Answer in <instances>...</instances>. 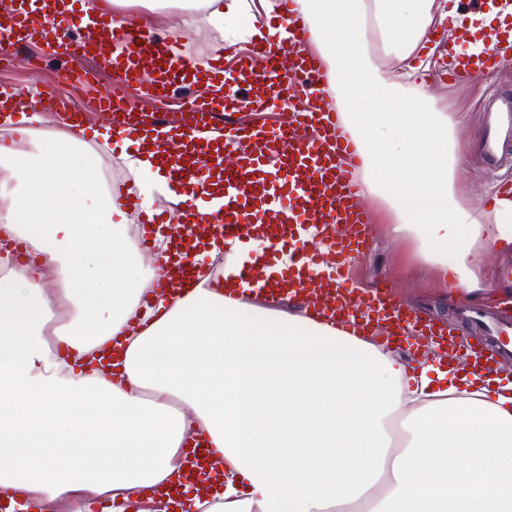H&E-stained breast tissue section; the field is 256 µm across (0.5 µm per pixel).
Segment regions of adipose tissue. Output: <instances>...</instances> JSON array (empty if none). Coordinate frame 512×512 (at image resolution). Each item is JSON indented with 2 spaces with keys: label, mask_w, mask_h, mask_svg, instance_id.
Wrapping results in <instances>:
<instances>
[{
  "label": "adipose tissue",
  "mask_w": 512,
  "mask_h": 512,
  "mask_svg": "<svg viewBox=\"0 0 512 512\" xmlns=\"http://www.w3.org/2000/svg\"><path fill=\"white\" fill-rule=\"evenodd\" d=\"M147 0L223 38L279 47L261 20L272 0ZM329 75L339 126L357 144L364 198L389 236L463 299L512 277L483 252L512 246V191L473 215L455 186L456 123L412 82L444 52L426 33L448 0H295ZM145 207L167 176L139 131L113 140ZM85 142L43 120L32 147H0V489L82 512L104 499L147 512H512V383L441 355L419 364L351 334L223 287L185 284L147 305L154 274ZM204 442L223 485L146 499Z\"/></svg>",
  "instance_id": "1"
}]
</instances>
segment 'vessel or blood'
<instances>
[{"mask_svg": "<svg viewBox=\"0 0 512 512\" xmlns=\"http://www.w3.org/2000/svg\"><path fill=\"white\" fill-rule=\"evenodd\" d=\"M79 0H14L0 16V51L9 53L37 42L66 59L69 78L84 74L86 59L111 69L109 91L97 100L108 114L113 133L133 122L124 102L130 91L146 99H172L188 121L174 124L151 115L155 152L168 169L171 190L201 185V203L220 200L218 210L190 224L158 226L149 218L148 232L165 230L172 257L162 266L155 289L181 291L185 280L203 272L196 261L200 243L231 241L251 250L250 261L235 278L255 296L273 303L303 300L317 314L336 318L364 336L378 339L388 351L402 350V337L434 336L430 323L391 302L382 285L364 289L352 282L351 269L370 251L371 216L360 201L351 159L354 143L336 123V108L326 94L328 78L322 59L306 49L310 32L292 0H282L279 17L290 37L286 47L255 45L234 56L200 66L191 55L171 53L132 21L108 13L71 30ZM496 46L481 53L479 66L469 60L450 67V82L467 81L473 72L494 75L512 64V32L495 35ZM252 111L278 106L290 114L288 125H248L235 118L240 100ZM59 114L66 130L83 140L88 128L81 110L55 91L30 101L17 92L0 98V110L26 112L32 107ZM478 153L492 173L512 166V94L490 95L483 107ZM287 252L288 266L274 271L273 259ZM483 377L504 371V351L492 346L473 363Z\"/></svg>", "mask_w": 512, "mask_h": 512, "instance_id": "1", "label": "vessel or blood"}]
</instances>
